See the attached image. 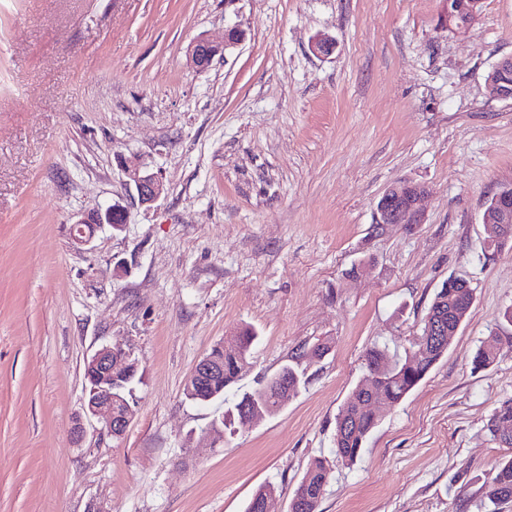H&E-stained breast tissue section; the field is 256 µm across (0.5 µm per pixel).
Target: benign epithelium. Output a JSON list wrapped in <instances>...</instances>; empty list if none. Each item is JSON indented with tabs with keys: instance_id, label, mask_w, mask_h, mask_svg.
<instances>
[{
	"instance_id": "7a95c632",
	"label": "benign epithelium",
	"mask_w": 512,
	"mask_h": 512,
	"mask_svg": "<svg viewBox=\"0 0 512 512\" xmlns=\"http://www.w3.org/2000/svg\"><path fill=\"white\" fill-rule=\"evenodd\" d=\"M244 40L243 31L237 26L229 27L224 33V45L199 38L189 48V58L198 71L207 70L218 55L234 48ZM125 186L134 188L133 200L142 207L149 208L166 193L162 179L144 166L122 167ZM426 193L421 183L403 181L389 187L381 196L377 210L381 224H420L422 213L419 203ZM494 213L498 223L507 224L512 219V186L500 189L494 197ZM128 207L115 202L106 208H93L77 215L73 225V238L79 244L88 243L95 232L103 226L122 233L127 228ZM425 336L430 343H438L441 337L449 335L452 329L446 326L438 315L425 318ZM138 372V363L121 346H103L85 362V413L103 422L107 432L119 438L125 434L133 416V408L122 402L118 408L115 401L119 397L114 390L130 383ZM224 377V361L218 355H205L188 376L184 391L203 401L214 397L212 384Z\"/></svg>"
}]
</instances>
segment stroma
Segmentation results:
<instances>
[{
	"label": "stroma",
	"mask_w": 512,
	"mask_h": 512,
	"mask_svg": "<svg viewBox=\"0 0 512 512\" xmlns=\"http://www.w3.org/2000/svg\"><path fill=\"white\" fill-rule=\"evenodd\" d=\"M448 0H0V512H244L263 485L288 512L310 461L332 460L319 512H512L483 494L512 449L485 424L512 398V339L476 371L512 307V247L482 251L484 205L512 185V0L448 31ZM243 43L190 66L198 37ZM336 42L319 55L315 37ZM162 177L125 232L76 244L81 211L125 197L118 159ZM428 187L419 224H381L393 183ZM471 312L354 465L336 417L383 343L409 347L448 277ZM256 388L301 347L306 385L223 443L225 400L183 385L242 326ZM139 363L122 438L84 419V361ZM85 436L74 443L73 429ZM500 329H502V327L497 325V327L489 330L487 336L481 340L472 360L475 370L487 369L497 360L502 341Z\"/></svg>",
	"instance_id": "stroma-1"
}]
</instances>
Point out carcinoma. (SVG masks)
Listing matches in <instances>:
<instances>
[{
    "label": "carcinoma",
    "mask_w": 512,
    "mask_h": 512,
    "mask_svg": "<svg viewBox=\"0 0 512 512\" xmlns=\"http://www.w3.org/2000/svg\"><path fill=\"white\" fill-rule=\"evenodd\" d=\"M486 231L484 244L487 247L498 250L512 245V224H489ZM465 295V289L450 287L445 282L435 292L429 308L441 310L448 317V326L454 328L470 314ZM255 339V331L245 326L225 341L224 379L214 385L212 392L222 400L233 388L241 390V393L224 411V419L219 421L223 426L234 418L242 420L244 414L256 405L271 414L277 412L281 408L283 389H288V395L292 397L305 384L304 374L298 366L290 364L283 367V378L275 376L261 387L242 389L240 382L246 374L245 365ZM501 341L500 327L489 330L475 351L473 368L484 370L492 366L499 356ZM449 345L448 339L439 346L428 345L425 336L419 335L402 352L387 345L369 349L365 355V372L336 418V458L347 465L354 464L377 427L376 410L383 405L400 404L448 352ZM486 430L493 442L512 447V398L494 409L486 422ZM331 475L332 469L327 460L314 458L294 492L293 498L297 499L294 512H318ZM484 494L493 503L512 500V457L498 463L495 474L484 485Z\"/></svg>",
    "instance_id": "1"
}]
</instances>
